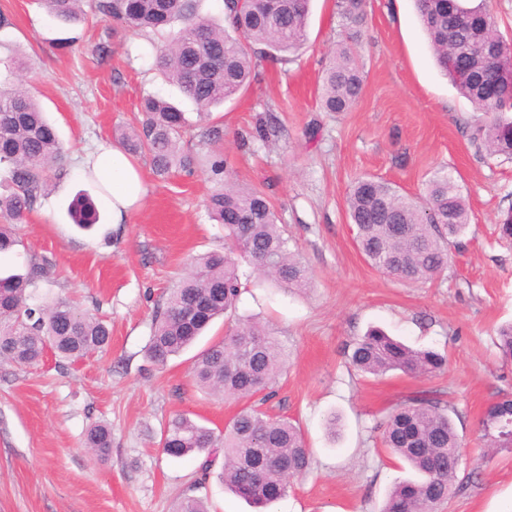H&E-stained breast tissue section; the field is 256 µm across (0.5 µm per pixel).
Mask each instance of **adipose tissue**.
<instances>
[{
	"label": "adipose tissue",
	"instance_id": "1",
	"mask_svg": "<svg viewBox=\"0 0 512 512\" xmlns=\"http://www.w3.org/2000/svg\"><path fill=\"white\" fill-rule=\"evenodd\" d=\"M84 163L110 195L113 223H127L145 196L144 180L137 162L122 145L115 144L88 155Z\"/></svg>",
	"mask_w": 512,
	"mask_h": 512
}]
</instances>
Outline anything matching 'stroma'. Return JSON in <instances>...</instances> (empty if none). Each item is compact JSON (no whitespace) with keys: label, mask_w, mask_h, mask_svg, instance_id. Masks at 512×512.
I'll use <instances>...</instances> for the list:
<instances>
[{"label":"stroma","mask_w":512,"mask_h":512,"mask_svg":"<svg viewBox=\"0 0 512 512\" xmlns=\"http://www.w3.org/2000/svg\"><path fill=\"white\" fill-rule=\"evenodd\" d=\"M11 24L0 57L28 64L22 82L37 95L65 150L67 175L50 179L18 244L0 255V273L50 270L33 296L71 298L112 330L106 351L74 361L46 354L33 366L0 363V512H172L198 476L200 456L162 453L160 436L183 413L222 431L242 401L193 386L192 352L154 367L145 358L152 317L190 258L224 244V227L204 206L206 170L157 177L138 156L146 189L128 223L111 221L97 184L82 169L86 152L137 127L151 93L189 118L191 143L206 125L223 130L219 148L238 183L266 192L290 247L311 277L305 290L248 288L238 312L274 330L288 355L268 404L302 429L313 461L271 512H379L391 486L412 471L375 430L389 411L421 394L448 407L464 446L462 487L441 512H512V450L480 440L485 408L512 397V361L498 349V326L512 321V239L498 226L512 214V160L486 159L471 142L479 114L436 65L413 0H367L359 44L367 78L348 112L323 111L320 76L338 39L336 0H312L308 40L289 61L260 62L249 88L200 121L195 104L155 67L160 32L139 35L94 16L64 23L39 0H0ZM269 141L255 138L268 116ZM452 174L470 226L447 271L415 283L380 272L360 253L345 199L363 176L423 197L436 172ZM94 196L100 222L84 231L67 205ZM377 326L416 349L445 354L434 377L355 370L349 346ZM337 415V434L326 420ZM112 429V453L93 456L89 426Z\"/></svg>","instance_id":"1"}]
</instances>
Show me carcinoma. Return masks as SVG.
Returning <instances> with one entry per match:
<instances>
[{
	"instance_id": "obj_1",
	"label": "carcinoma",
	"mask_w": 512,
	"mask_h": 512,
	"mask_svg": "<svg viewBox=\"0 0 512 512\" xmlns=\"http://www.w3.org/2000/svg\"><path fill=\"white\" fill-rule=\"evenodd\" d=\"M48 13L62 21L85 15L84 6L103 20L130 30H167L156 57L158 72L176 84L197 106L198 116L231 99L247 86L264 60L284 61L307 41L310 0H224V24L201 16L197 0H40ZM468 0H415L420 22L433 54L458 93L483 112L472 143L490 157L512 160V91L488 98L485 82L502 67L512 66V43L496 29L485 7ZM367 0H337L342 20L340 38L321 79V106L326 112H348L359 100L365 72L355 45L365 20ZM179 27H173V24ZM495 45L499 62L490 63L487 47ZM8 77L0 80V172L13 191L0 195V253L18 240L11 225L21 224L39 203L49 178L66 174L63 147L35 95L11 78L24 67L22 59L0 58ZM142 120L122 134L134 155H146L159 177L193 175L209 169L214 188L205 208L224 225L227 246L193 259L190 271L169 289L157 305L146 358L157 366L189 348L218 316L236 309L244 288V267L250 266L285 288H306L309 275L290 249L288 235L266 195L224 178V159L217 153L201 157L186 146L190 128L185 113L167 100L147 95L141 101ZM346 206L364 258L377 270L412 282H431L448 269L451 246L467 230V203L447 175L429 179L427 197L417 205L390 183L374 177L356 179ZM73 223L88 228L98 223L92 199L77 194L68 205ZM43 268L35 263L26 276L0 275V360L19 366L39 362L46 350L75 359L102 352L110 329L94 316L78 312L65 298L49 304L30 302ZM352 364L362 373L381 376L391 370L410 375H438L447 357L432 350L413 349L371 329L353 346ZM285 369L284 354L265 325L237 318L224 336L212 341L195 358L192 378L209 394L245 399L224 433L184 415L164 428V453L173 458L202 455L198 477L175 512H210L194 494L205 484L217 453L224 464L220 477L237 496L267 505L286 495L291 479L308 472L312 453L300 427L285 417H271L266 404L276 396ZM484 446L512 448V401L491 403L480 419ZM382 444L406 462L417 479L393 486L380 512H431L455 494L461 460V440L438 398H416L396 407L382 426ZM85 447L105 459L112 448V431L91 426Z\"/></svg>"
}]
</instances>
